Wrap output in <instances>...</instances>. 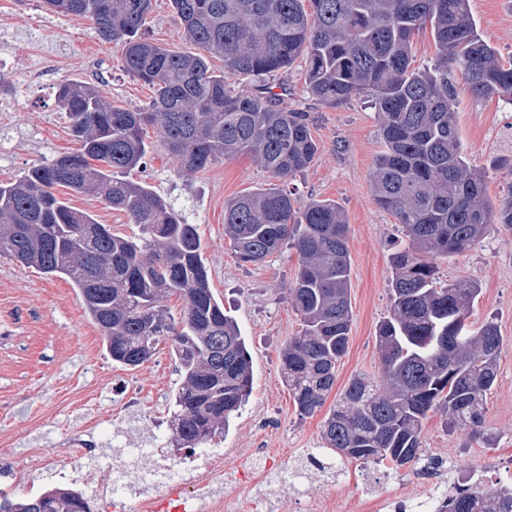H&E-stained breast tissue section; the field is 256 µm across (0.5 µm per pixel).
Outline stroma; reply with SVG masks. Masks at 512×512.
<instances>
[{
    "instance_id": "1",
    "label": "stroma",
    "mask_w": 512,
    "mask_h": 512,
    "mask_svg": "<svg viewBox=\"0 0 512 512\" xmlns=\"http://www.w3.org/2000/svg\"><path fill=\"white\" fill-rule=\"evenodd\" d=\"M485 41L503 61H512V0H469ZM146 37L176 51L189 50L170 0H153ZM302 63L267 76L284 87L282 105L308 113L320 151L309 168L288 177L285 187L299 203L333 200L349 224L352 321L348 348L336 366V391L358 374L380 376L376 345L379 322L389 316V255L402 238L395 217L374 201L370 177L383 149L378 116L359 96L335 108L305 90ZM0 70L14 83L9 110H0V182L24 175L76 144L69 120L55 106L57 84L69 78L91 83L106 100L127 109L147 105L150 88L123 69L118 46L97 35L92 22L60 16L41 0H0ZM448 76L457 88L456 128L468 162L485 171L486 191L499 199L512 187V173L497 169L495 156L512 149V105L473 97L456 66ZM149 151L131 180L146 183L183 210L205 244L209 286L237 321L253 367L251 396L229 420L223 441L204 448H176L168 441L169 401L180 386L178 362L167 344L152 359L129 370L112 361L101 332L83 307L72 283L0 258V488L9 495L34 497L51 488L90 493L99 475L82 468L58 478L26 468L34 451L64 456L85 444L103 461L116 462L127 443L152 440L177 463L172 483L193 479L192 466L211 460L236 467L247 448L263 444L275 463L259 484L210 483L206 498L243 499L257 495L269 512H289L310 503L315 512H368L373 486L364 466L346 461L343 475L305 472L306 454L321 445L322 414L301 415L280 366V350L300 333L299 315L286 297L298 256L282 249L261 263L241 261L224 237V205L271 181L249 156L215 161L189 173L160 146L156 128L147 127ZM71 206L94 214L124 236L140 235L139 225L101 201L60 189ZM442 279L476 281L481 292L468 322H495L503 338L497 381L487 396L483 428L498 438L486 448L463 434H448L440 415L430 414L422 429L427 467L397 471L382 488L399 496L422 485L473 477L489 483L512 482V231L496 228L470 251L439 265Z\"/></svg>"
}]
</instances>
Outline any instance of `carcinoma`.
Here are the masks:
<instances>
[{
	"instance_id": "carcinoma-1",
	"label": "carcinoma",
	"mask_w": 512,
	"mask_h": 512,
	"mask_svg": "<svg viewBox=\"0 0 512 512\" xmlns=\"http://www.w3.org/2000/svg\"><path fill=\"white\" fill-rule=\"evenodd\" d=\"M61 16L93 21L99 36L120 45L124 70L153 89L150 103L126 109L91 84L66 79L55 102L78 148L0 183V257L70 279L113 361L135 368L151 359L145 341H171L183 378L173 398L170 440L184 448L224 437L249 395L252 368L237 323L214 297L198 226L142 182L145 127L157 126L162 147L196 172L219 159L250 155L283 181L309 167L319 145L306 112L279 106L264 84L228 90L230 77H261L304 62L307 93L326 107L357 95L371 99L385 150L371 186L377 205L395 216L408 245L390 256L391 313L377 331L382 376L353 377L321 426L323 467L346 459H422L423 420L439 412L446 431H464L492 448L483 430L486 397L497 378L502 336L492 321L466 323L480 293L471 280L442 281L438 262L479 244L499 224L512 229V186L493 201L485 172L463 156L455 122L458 66L478 98L512 104V63L481 36L468 0H171L192 51L142 38L152 0H43ZM430 31L437 56L413 66L415 36ZM219 56L224 69L211 60ZM100 199L141 227L140 238L112 233L89 212L57 195V187ZM224 235L243 262L258 263L284 244L298 270L286 289L302 331L280 354L298 408L312 416L336 385L348 346L351 305L348 223L331 200L296 204L276 184L224 206ZM183 302L180 321L162 304ZM92 512L77 491L34 498L0 494V512ZM437 512H512V487L465 486L439 501Z\"/></svg>"
}]
</instances>
